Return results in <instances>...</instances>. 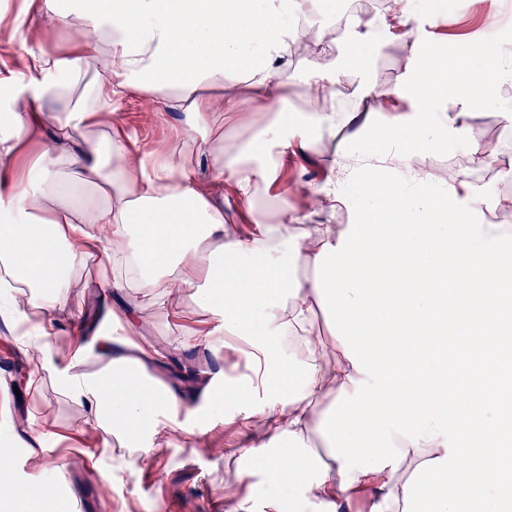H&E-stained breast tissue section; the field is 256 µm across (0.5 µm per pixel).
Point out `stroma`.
Returning <instances> with one entry per match:
<instances>
[{
    "label": "stroma",
    "mask_w": 512,
    "mask_h": 512,
    "mask_svg": "<svg viewBox=\"0 0 512 512\" xmlns=\"http://www.w3.org/2000/svg\"><path fill=\"white\" fill-rule=\"evenodd\" d=\"M413 15L403 26H393L384 46L360 43L358 46L367 64L363 71L345 72L342 81L344 112H368L370 101L361 99L363 80L369 79L393 87L399 85L413 66L411 45L439 52L453 59L468 43L485 45L493 54L512 57V0H495L493 5H475L474 0H451L447 11L435 9L431 0H413ZM42 28L38 15H29L15 33L13 40H0V62L14 64L23 50L44 49L64 51L70 46L64 30L42 28L39 39H31L34 28ZM329 62L317 54H298L288 60L282 92L292 106H299L306 78L328 71ZM456 91H449L441 108L456 120L457 127L478 133L482 140L499 137L503 106L512 107V78L498 88V100L487 107L461 111ZM183 115L148 100L130 96L115 98L112 123L122 129L130 151L146 153L173 145L182 129ZM349 140L352 150L377 149L383 145L381 133L372 127L356 125L342 128L337 140H323L314 151L291 154L284 158L277 178L260 191V202L269 211L283 204L299 205L303 193L323 185L336 157L338 140ZM415 162L427 176L438 180L436 203L448 202L447 169H467L483 184L497 205L500 217L512 220V178L504 177L503 166L482 163L470 156L462 141L448 138L434 149L420 153ZM218 320L187 302L171 309L155 305L150 311L143 333L146 339L167 343L178 338L195 336L194 348L178 352L183 373L210 378L219 368L214 348ZM31 363L13 345L0 338V448L16 456V473L20 479L36 478L57 482L59 505L64 512H163L165 505L178 512H219L224 500V485L236 481V463L227 459L225 449L246 445L250 432L245 420L216 426L209 431L210 445L197 447L192 436H171L161 453L144 455L135 469L121 466L125 451L119 447H84L78 424L83 418L80 407L63 398L43 381L30 385ZM42 423L53 421L52 434L42 445L21 447L24 435L14 425L18 417ZM40 456L45 466L33 472L29 459ZM111 471V480H104V471Z\"/></svg>",
    "instance_id": "35a3bbf8"
}]
</instances>
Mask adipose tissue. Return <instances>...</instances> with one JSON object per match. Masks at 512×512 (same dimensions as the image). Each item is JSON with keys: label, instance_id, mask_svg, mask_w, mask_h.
I'll use <instances>...</instances> for the list:
<instances>
[{"label": "adipose tissue", "instance_id": "adipose-tissue-1", "mask_svg": "<svg viewBox=\"0 0 512 512\" xmlns=\"http://www.w3.org/2000/svg\"><path fill=\"white\" fill-rule=\"evenodd\" d=\"M317 0H21L17 14H40L65 28L70 51L25 53L0 73V323H32L23 352L84 411L86 426L119 447L155 449L166 431L194 433V391L165 382L154 367L187 339H140L153 303L190 300L242 337L244 362L270 336H286L299 361L274 357L255 377L207 384L211 423L259 417L238 472L262 470L291 483L296 507L351 512H512V224L489 221L482 185L450 173L448 204H433L432 180L412 165L426 136L448 133L440 108L448 91L462 108L491 104L507 60L469 44L461 59L416 52L402 85H368L386 133L381 151L339 149L320 197L307 210L253 212L251 235L224 223V182L252 205L289 149L335 137L351 113L326 112L336 75L317 76L302 121L281 94L288 47L304 39L336 53V36ZM184 113L194 151L173 146L137 155L112 129V100L125 92ZM274 115L257 140L229 148L224 108L240 94ZM398 98L407 112L387 106ZM213 177L193 176L198 157ZM374 188L379 206L354 224H312L335 208L337 178ZM299 225L289 233V225ZM96 262L100 274L84 272ZM314 270L292 278L289 264ZM110 294L98 328L72 317L73 343L56 346L58 315L71 288ZM144 300L129 307L126 289ZM328 320L314 326L315 311ZM92 341H85V334ZM297 369L296 387L281 382ZM328 409H321L322 401ZM386 434L367 450L366 423ZM322 437L325 453L307 446ZM0 503L26 512L57 508L56 486L17 478L0 454Z\"/></svg>", "mask_w": 512, "mask_h": 512}]
</instances>
